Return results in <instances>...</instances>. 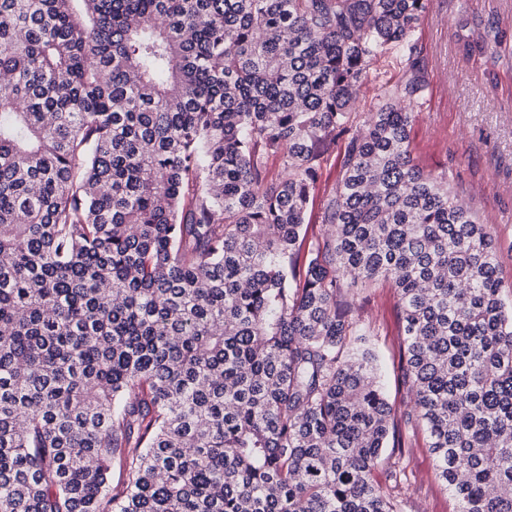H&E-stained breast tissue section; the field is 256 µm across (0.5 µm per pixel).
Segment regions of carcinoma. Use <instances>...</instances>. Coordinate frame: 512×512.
I'll return each instance as SVG.
<instances>
[{"label": "carcinoma", "instance_id": "cac0c4a2", "mask_svg": "<svg viewBox=\"0 0 512 512\" xmlns=\"http://www.w3.org/2000/svg\"><path fill=\"white\" fill-rule=\"evenodd\" d=\"M427 2L0 0V512H400L409 462L372 479L394 414L347 300L380 281L404 424L457 512H512L493 235L410 149ZM348 133L335 231L301 262ZM340 175V166L336 162H328L324 164L319 171V177L316 183V189L311 195L306 220L303 231L307 228L306 240L304 245L306 248L312 240L323 236L330 227L323 222V212L332 188L336 186V182Z\"/></svg>", "mask_w": 512, "mask_h": 512}]
</instances>
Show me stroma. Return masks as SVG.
I'll use <instances>...</instances> for the list:
<instances>
[{
	"mask_svg": "<svg viewBox=\"0 0 512 512\" xmlns=\"http://www.w3.org/2000/svg\"><path fill=\"white\" fill-rule=\"evenodd\" d=\"M510 19L512 0H429L414 33L428 86L414 107L410 131L416 163L447 174L453 193L493 232L508 296H512V54L492 43L488 50L499 53L498 61H468L459 51L458 38L492 30ZM339 175L335 160L319 172L307 207V240L329 230L323 212ZM355 311L374 329L368 345L380 357L388 400L395 414H402L410 398L397 380L403 335L394 288L381 282L363 291ZM402 440L417 483L401 512H453L454 502L435 475L422 429L403 432Z\"/></svg>",
	"mask_w": 512,
	"mask_h": 512,
	"instance_id": "stroma-1",
	"label": "stroma"
}]
</instances>
